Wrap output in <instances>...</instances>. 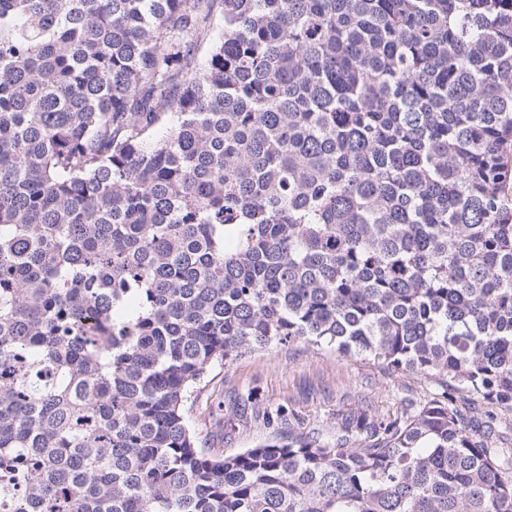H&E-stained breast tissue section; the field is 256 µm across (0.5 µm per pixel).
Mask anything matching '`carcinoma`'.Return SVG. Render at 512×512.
I'll use <instances>...</instances> for the list:
<instances>
[{"label":"carcinoma","mask_w":512,"mask_h":512,"mask_svg":"<svg viewBox=\"0 0 512 512\" xmlns=\"http://www.w3.org/2000/svg\"><path fill=\"white\" fill-rule=\"evenodd\" d=\"M442 381L198 446L210 366ZM512 0H0V512H512Z\"/></svg>","instance_id":"cac0c4a2"}]
</instances>
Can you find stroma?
Segmentation results:
<instances>
[{
  "label": "stroma",
  "instance_id": "obj_1",
  "mask_svg": "<svg viewBox=\"0 0 512 512\" xmlns=\"http://www.w3.org/2000/svg\"><path fill=\"white\" fill-rule=\"evenodd\" d=\"M254 387L265 403L294 410L309 430L331 438L338 414L359 406L392 415L431 398L440 382L304 344L255 350L213 366L186 404L188 425L202 447L230 454L270 438V430L252 419L238 422L232 433L224 431L228 405Z\"/></svg>",
  "mask_w": 512,
  "mask_h": 512
}]
</instances>
